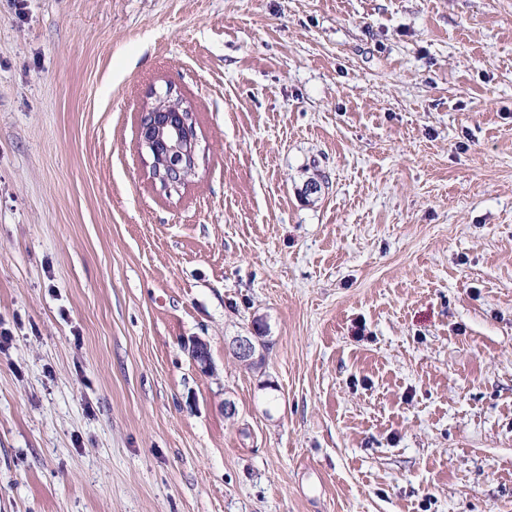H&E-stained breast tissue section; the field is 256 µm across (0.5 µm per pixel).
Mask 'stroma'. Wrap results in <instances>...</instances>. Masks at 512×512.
Instances as JSON below:
<instances>
[{"label":"stroma","mask_w":512,"mask_h":512,"mask_svg":"<svg viewBox=\"0 0 512 512\" xmlns=\"http://www.w3.org/2000/svg\"><path fill=\"white\" fill-rule=\"evenodd\" d=\"M0 329V512H512V0H0ZM191 121L190 110L172 96L170 88L141 115L139 144L151 154L155 177L164 187L178 188L186 182L185 172L195 171L197 142ZM264 337L266 336H257L256 330L252 329L245 335L234 337L229 344V349L244 363L252 364L257 362L263 353Z\"/></svg>","instance_id":"obj_1"}]
</instances>
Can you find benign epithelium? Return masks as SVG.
I'll list each match as a JSON object with an SVG mask.
<instances>
[{
	"label": "benign epithelium",
	"mask_w": 512,
	"mask_h": 512,
	"mask_svg": "<svg viewBox=\"0 0 512 512\" xmlns=\"http://www.w3.org/2000/svg\"><path fill=\"white\" fill-rule=\"evenodd\" d=\"M192 114L182 106V100L167 90L165 97L145 110L139 123V144L153 158L156 179L169 188H177L186 182L187 175L196 168V136L191 126ZM229 349L244 363L258 361L264 350L263 337L252 330L236 336ZM189 353L197 367L208 373L213 370L208 345L197 338L189 346Z\"/></svg>",
	"instance_id": "obj_1"
}]
</instances>
